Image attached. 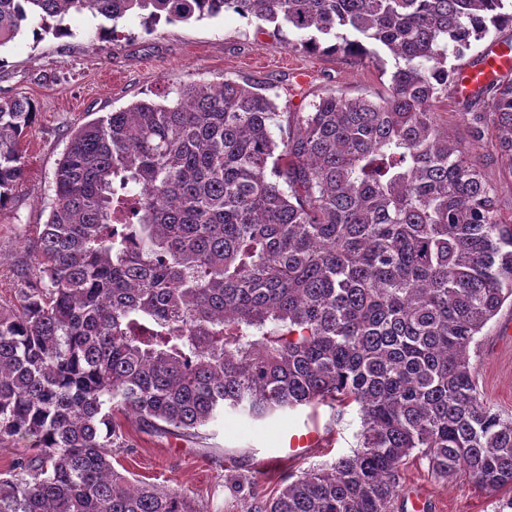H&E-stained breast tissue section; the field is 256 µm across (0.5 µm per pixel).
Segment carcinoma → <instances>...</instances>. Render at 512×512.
I'll use <instances>...</instances> for the list:
<instances>
[{"mask_svg": "<svg viewBox=\"0 0 512 512\" xmlns=\"http://www.w3.org/2000/svg\"><path fill=\"white\" fill-rule=\"evenodd\" d=\"M77 13L146 29L226 13L302 34L306 52L394 59L378 99L330 91L278 122L257 83L224 79L139 100L75 127L0 306V445L39 449L0 477V512H200L112 463L115 415L163 434L243 411L266 419L357 408L358 445L244 512H393L412 453L432 475L502 493L512 420L470 361L512 301V223L461 146L437 128L460 59L512 28V0H0V48L68 32ZM472 137L512 163V77L466 100ZM30 100H0V207L23 180Z\"/></svg>", "mask_w": 512, "mask_h": 512, "instance_id": "cac0c4a2", "label": "carcinoma"}]
</instances>
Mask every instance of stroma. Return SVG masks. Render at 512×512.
<instances>
[{"mask_svg": "<svg viewBox=\"0 0 512 512\" xmlns=\"http://www.w3.org/2000/svg\"><path fill=\"white\" fill-rule=\"evenodd\" d=\"M68 35L33 41L23 35L0 49V98L25 97L36 118L21 141L25 176L0 207V305L15 303L30 264L28 245L48 218L54 171L73 127L135 101H162L166 92L193 81L250 80L276 99L279 111L305 112L317 95L339 90L350 97L386 95L393 60L292 49V32L274 33L261 21L220 15L146 30L131 14L110 38L98 35L99 20L66 17ZM442 135L464 147L495 190L503 217L512 218V173L491 137L474 141L463 114L465 101L449 94L433 107ZM484 399L512 419V306H503L470 350ZM318 425L323 441L306 455L282 453L288 433ZM129 447L117 461L133 479L184 491L200 512H244L230 478L245 474L266 495H275L286 475L329 465L358 444L360 420L348 410L334 421L327 407L302 408L261 421L226 414L201 438L147 434L125 423ZM394 512H413L414 496L426 497L425 512H499V497L467 481L431 476L427 460L407 458L400 473Z\"/></svg>", "mask_w": 512, "mask_h": 512, "instance_id": "1", "label": "stroma"}]
</instances>
